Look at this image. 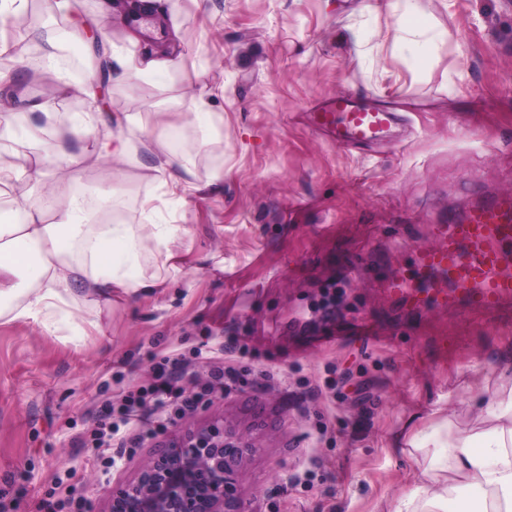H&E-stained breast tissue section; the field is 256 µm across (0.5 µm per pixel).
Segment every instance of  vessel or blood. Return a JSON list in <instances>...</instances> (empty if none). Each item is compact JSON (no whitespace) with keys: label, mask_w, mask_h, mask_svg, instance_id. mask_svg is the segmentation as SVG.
<instances>
[{"label":"vessel or blood","mask_w":512,"mask_h":512,"mask_svg":"<svg viewBox=\"0 0 512 512\" xmlns=\"http://www.w3.org/2000/svg\"><path fill=\"white\" fill-rule=\"evenodd\" d=\"M316 124L336 132L340 146L378 139L391 125L389 112L339 97L320 106ZM411 312L455 305L478 314L512 301V198L477 202L437 225L436 243L414 251L412 266L390 282Z\"/></svg>","instance_id":"vessel-or-blood-1"}]
</instances>
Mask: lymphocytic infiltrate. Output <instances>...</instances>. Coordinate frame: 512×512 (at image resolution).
<instances>
[{"label":"lymphocytic infiltrate","mask_w":512,"mask_h":512,"mask_svg":"<svg viewBox=\"0 0 512 512\" xmlns=\"http://www.w3.org/2000/svg\"><path fill=\"white\" fill-rule=\"evenodd\" d=\"M201 345L191 355H165L154 365L151 380L121 392L105 404L94 426L84 438L83 447L93 449L95 460L115 466L121 448L142 441L166 428L175 418L192 411L203 395L229 387L238 379L232 367H213L205 383H198L194 367L211 354Z\"/></svg>","instance_id":"1"}]
</instances>
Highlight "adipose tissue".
<instances>
[{"label": "adipose tissue", "mask_w": 512, "mask_h": 512, "mask_svg": "<svg viewBox=\"0 0 512 512\" xmlns=\"http://www.w3.org/2000/svg\"><path fill=\"white\" fill-rule=\"evenodd\" d=\"M24 3L0 0V136L10 132L17 105L43 112L50 107L49 101L26 99L13 76L16 65L26 62L28 46L8 37L5 20ZM368 8L398 14L403 35L417 37L426 30L420 0H370ZM184 59V52L172 49L168 38L162 37L150 52L129 63L141 76L168 75L182 69ZM109 121V127L100 129L85 117L70 119V131L89 142L86 153H74L60 140L42 139L35 145L34 159L0 165V179H25L35 185L51 180L62 198L52 213L41 201L29 198L0 202V318L32 321L52 335L57 314L73 301L97 311L111 301L113 289L134 296L158 287V280L147 279L142 260L147 256L172 260L169 245L183 233V225L158 223L149 212L137 224L87 223L85 207L68 192L65 176L89 155L129 162L135 141L146 139L156 144L158 153L153 164L143 167V178L164 194L181 197L202 177L197 172L196 148L165 151L168 122L147 123L138 111L110 115ZM223 176L215 169L202 178L211 184ZM498 390L504 400L486 407L473 426L452 433L447 420L439 419L414 435V446L428 449L429 464L390 512H444L445 476L450 472L472 492L457 512H512V372H500Z\"/></svg>", "instance_id": "obj_1"}]
</instances>
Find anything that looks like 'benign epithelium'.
Returning a JSON list of instances; mask_svg holds the SVG:
<instances>
[{
    "label": "benign epithelium",
    "mask_w": 512,
    "mask_h": 512,
    "mask_svg": "<svg viewBox=\"0 0 512 512\" xmlns=\"http://www.w3.org/2000/svg\"><path fill=\"white\" fill-rule=\"evenodd\" d=\"M253 450L222 423L196 433L176 430L137 482L112 490L111 512H247L237 486Z\"/></svg>",
    "instance_id": "1"
}]
</instances>
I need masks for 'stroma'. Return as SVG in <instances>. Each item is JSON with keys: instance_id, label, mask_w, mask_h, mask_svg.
<instances>
[{"instance_id": "1", "label": "stroma", "mask_w": 512, "mask_h": 512, "mask_svg": "<svg viewBox=\"0 0 512 512\" xmlns=\"http://www.w3.org/2000/svg\"><path fill=\"white\" fill-rule=\"evenodd\" d=\"M104 4L73 0L64 20L83 35L73 52L86 78L97 76L87 43L142 50ZM166 5L189 52L179 72L131 77L116 67L100 102L67 97L57 110L136 107L149 121L176 109L177 137L166 142L175 151L178 138L195 135L188 102L198 83L222 84L208 105L221 137L200 147L196 163L224 179L186 202H158L160 221L187 228L170 245L176 266L147 262L160 287L62 318L53 336L0 320V500L10 512H36L71 470L86 512H110L113 486L136 482L171 432L128 445L103 469L81 445L102 405L150 380L156 355L234 336L257 353L235 361L242 383L203 397L179 430L222 421L256 445L238 484L249 512H384L427 463L410 440L433 411L465 427L473 367L486 379L481 400L512 368V306L414 316L386 288L449 214L512 194V0H422L425 35L401 41L397 15L368 13L363 0ZM49 22L42 0H26L7 31L44 56L35 35ZM351 29L365 58L340 40ZM339 95L389 108L399 121L372 144L338 147L313 109ZM155 149L145 143L132 164L88 158L71 173L72 189L93 199L120 188L118 221L138 223L156 190L137 166L151 164ZM326 288L339 294L331 320L315 311ZM316 384L323 394L304 396ZM310 450L322 461L317 479L291 485Z\"/></svg>"}]
</instances>
